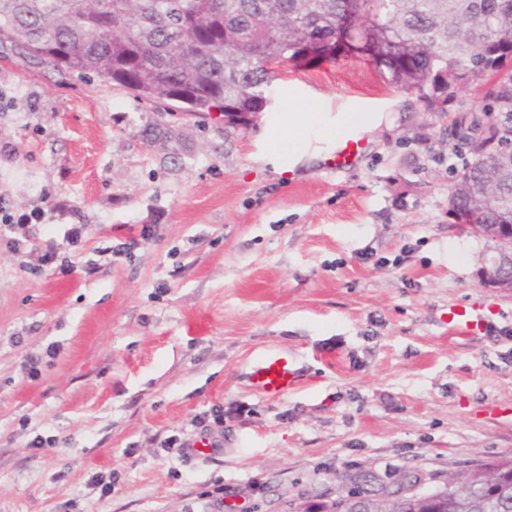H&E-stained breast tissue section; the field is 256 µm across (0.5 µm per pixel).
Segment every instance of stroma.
<instances>
[{"label": "stroma", "instance_id": "35a3bbf8", "mask_svg": "<svg viewBox=\"0 0 512 512\" xmlns=\"http://www.w3.org/2000/svg\"><path fill=\"white\" fill-rule=\"evenodd\" d=\"M266 96L228 126L0 45V202L60 206L26 228L57 263L0 231V512H303L512 459V340L487 332L512 328V293L480 281L494 242L448 214L447 114L350 54L286 62ZM316 101L378 117L360 162L325 169L324 141L263 162ZM150 120L182 134L178 164ZM269 349L301 374L276 400L248 381ZM215 405V453L164 448Z\"/></svg>", "mask_w": 512, "mask_h": 512}]
</instances>
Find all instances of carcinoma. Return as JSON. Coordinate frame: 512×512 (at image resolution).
<instances>
[{"label": "carcinoma", "mask_w": 512, "mask_h": 512, "mask_svg": "<svg viewBox=\"0 0 512 512\" xmlns=\"http://www.w3.org/2000/svg\"><path fill=\"white\" fill-rule=\"evenodd\" d=\"M58 71L96 76L140 101L191 114L224 113L243 124L266 104L274 65L317 63L343 51L370 56L388 82L416 90L425 109L446 112L480 78L487 122L459 112L468 158L448 213L477 224L512 223V173L500 200L477 198L486 168L473 152L512 131V0H0V44ZM512 512V461L448 476L428 496L362 489L304 512Z\"/></svg>", "instance_id": "carcinoma-1"}]
</instances>
